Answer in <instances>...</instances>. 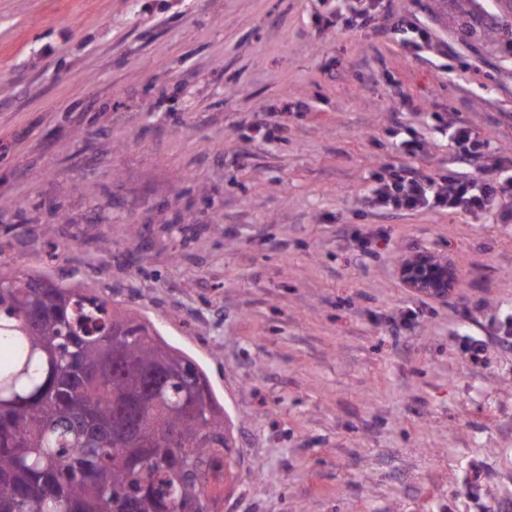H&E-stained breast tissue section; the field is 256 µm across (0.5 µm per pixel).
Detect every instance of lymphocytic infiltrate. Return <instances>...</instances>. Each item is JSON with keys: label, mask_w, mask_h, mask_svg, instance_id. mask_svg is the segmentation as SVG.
I'll return each instance as SVG.
<instances>
[{"label": "lymphocytic infiltrate", "mask_w": 512, "mask_h": 512, "mask_svg": "<svg viewBox=\"0 0 512 512\" xmlns=\"http://www.w3.org/2000/svg\"><path fill=\"white\" fill-rule=\"evenodd\" d=\"M448 129L453 152L447 174L434 177L410 166L390 168L385 175L374 174L366 196L369 208L404 214L436 210L476 217L494 213L501 223H511L512 178L497 176L492 164L486 165L479 177L467 172L466 167L477 155L481 142L460 117L451 118Z\"/></svg>", "instance_id": "lymphocytic-infiltrate-1"}]
</instances>
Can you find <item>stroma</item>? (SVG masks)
Here are the masks:
<instances>
[{"label": "stroma", "mask_w": 512, "mask_h": 512, "mask_svg": "<svg viewBox=\"0 0 512 512\" xmlns=\"http://www.w3.org/2000/svg\"><path fill=\"white\" fill-rule=\"evenodd\" d=\"M335 9L0 0L5 259L95 284L200 365L234 437L216 512H512V346L474 362L459 338L512 311V224L364 204L380 168L447 173L451 112L489 144L471 171L491 156L512 177V54L438 0H390L363 31ZM398 16L443 67L407 53ZM417 251L447 255V298L400 282ZM406 23L410 24L414 28L409 27ZM395 29L403 32H411L414 34V37L412 39H408L407 41L417 56H421L420 54L424 52L425 48L429 45L431 35L426 27L416 25L408 21L398 20Z\"/></svg>", "instance_id": "1"}]
</instances>
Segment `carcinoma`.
<instances>
[{
    "label": "carcinoma",
    "instance_id": "cac0c4a2",
    "mask_svg": "<svg viewBox=\"0 0 512 512\" xmlns=\"http://www.w3.org/2000/svg\"><path fill=\"white\" fill-rule=\"evenodd\" d=\"M512 51V0H452ZM0 247V512H215L232 453L202 368L92 284L8 267Z\"/></svg>",
    "mask_w": 512,
    "mask_h": 512
}]
</instances>
